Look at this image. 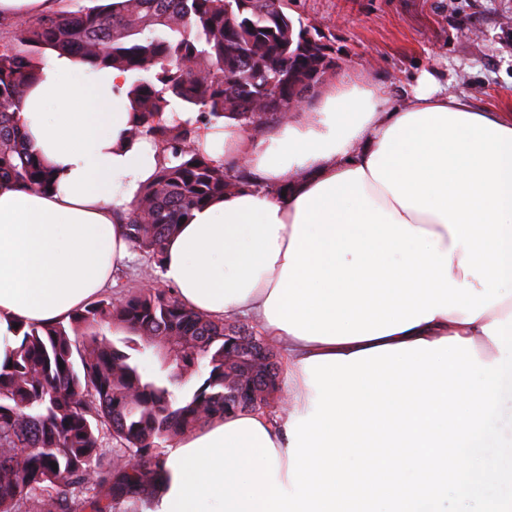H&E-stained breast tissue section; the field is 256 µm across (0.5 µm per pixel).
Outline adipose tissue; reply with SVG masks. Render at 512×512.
<instances>
[{
  "mask_svg": "<svg viewBox=\"0 0 512 512\" xmlns=\"http://www.w3.org/2000/svg\"><path fill=\"white\" fill-rule=\"evenodd\" d=\"M128 73L52 55L18 118L56 187L0 183V337L97 296L131 255L130 212L162 154L130 137ZM200 144L247 183L167 238L162 277L214 319L246 316L287 350L290 412H236L274 444L287 482L290 423L311 412L306 359L460 336L512 315V113L482 111L431 73L404 104L369 74L342 72L261 136L224 117ZM285 194H276L279 185Z\"/></svg>",
  "mask_w": 512,
  "mask_h": 512,
  "instance_id": "1",
  "label": "adipose tissue"
}]
</instances>
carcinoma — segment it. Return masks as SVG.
Returning a JSON list of instances; mask_svg holds the SVG:
<instances>
[{"label":"carcinoma","mask_w":512,"mask_h":512,"mask_svg":"<svg viewBox=\"0 0 512 512\" xmlns=\"http://www.w3.org/2000/svg\"><path fill=\"white\" fill-rule=\"evenodd\" d=\"M293 3L123 0L0 18V34L13 33L0 37V182L43 193L55 186L16 117L48 55L125 71L137 116L130 135H151L166 162L124 224L132 247L161 261L164 241L193 210L243 184L242 170L228 171L200 149L201 126L227 114L260 128L336 64L326 34L294 16ZM181 59L190 67H179ZM172 99L198 113L197 124L164 120ZM260 101L265 111L257 113ZM231 332L155 287L12 329L0 358V512H145L162 481L166 443L276 399L277 385L251 406L228 396L253 382L248 366L228 360ZM148 350L161 363L153 378L137 363ZM202 362L203 382L176 399L173 387Z\"/></svg>","instance_id":"obj_1"}]
</instances>
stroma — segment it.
Returning a JSON list of instances; mask_svg holds the SVG:
<instances>
[{"instance_id": "stroma-1", "label": "stroma", "mask_w": 512, "mask_h": 512, "mask_svg": "<svg viewBox=\"0 0 512 512\" xmlns=\"http://www.w3.org/2000/svg\"><path fill=\"white\" fill-rule=\"evenodd\" d=\"M295 8L330 31L339 68L366 69L405 100L421 72L479 107L512 112V0H297ZM164 287L160 265L140 251L106 292Z\"/></svg>"}]
</instances>
